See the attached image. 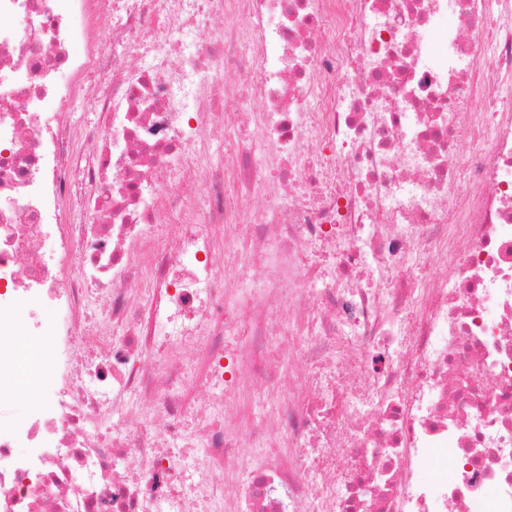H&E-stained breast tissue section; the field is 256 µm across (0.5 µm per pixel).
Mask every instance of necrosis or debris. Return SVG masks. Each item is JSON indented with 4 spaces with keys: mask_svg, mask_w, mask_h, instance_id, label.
I'll return each mask as SVG.
<instances>
[{
    "mask_svg": "<svg viewBox=\"0 0 512 512\" xmlns=\"http://www.w3.org/2000/svg\"><path fill=\"white\" fill-rule=\"evenodd\" d=\"M21 336L0 512H512V0H0ZM18 370V388L16 384V377L11 375L8 377H3L1 380V385L2 388L9 391L12 396L16 416L21 417L23 415L25 404L29 399V397L22 396L21 394L30 395L34 392L39 381V373L35 366L31 364L27 358L23 359L19 365ZM18 389L21 394L18 392Z\"/></svg>",
    "mask_w": 512,
    "mask_h": 512,
    "instance_id": "1",
    "label": "necrosis or debris"
}]
</instances>
